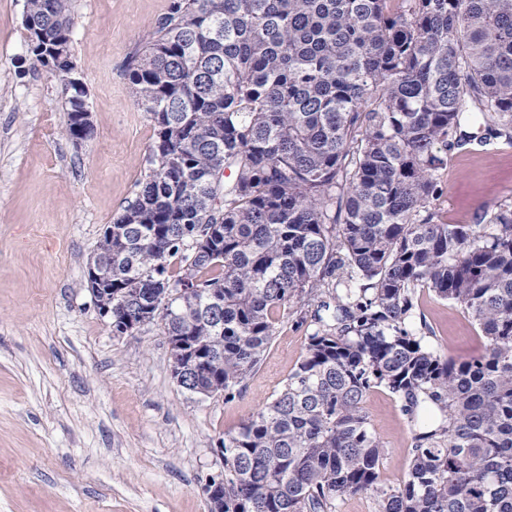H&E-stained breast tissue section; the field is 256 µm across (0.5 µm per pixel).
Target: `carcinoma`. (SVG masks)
I'll return each mask as SVG.
<instances>
[{"label": "carcinoma", "instance_id": "cac0c4a2", "mask_svg": "<svg viewBox=\"0 0 512 512\" xmlns=\"http://www.w3.org/2000/svg\"><path fill=\"white\" fill-rule=\"evenodd\" d=\"M30 68L57 78L74 144L69 0H25ZM153 137L149 173L101 236L112 335L161 321L175 376L230 401L280 315L318 328L281 392L224 435V512H512V204L447 224L435 174L469 139L512 144V0H170L127 68ZM180 262L179 271L171 260ZM485 338L455 359L411 323L415 289ZM384 387L412 427L380 484L364 407ZM378 510L379 500L376 493L368 492L337 501L333 512H379Z\"/></svg>", "mask_w": 512, "mask_h": 512}]
</instances>
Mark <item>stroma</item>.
I'll use <instances>...</instances> for the list:
<instances>
[{
    "label": "stroma",
    "instance_id": "stroma-1",
    "mask_svg": "<svg viewBox=\"0 0 512 512\" xmlns=\"http://www.w3.org/2000/svg\"><path fill=\"white\" fill-rule=\"evenodd\" d=\"M169 0H71L72 53L95 135L73 144L59 81L23 68L24 0H0V512H208L225 433L282 390L317 324L279 322L232 401L185 390L161 323L116 336L86 286L104 227L148 172L153 136L125 68ZM440 218L484 224L512 203V145L454 151L437 174ZM428 344L456 358L484 339L460 306L417 288ZM364 408L381 441V483L405 476L412 445L400 400Z\"/></svg>",
    "mask_w": 512,
    "mask_h": 512
}]
</instances>
